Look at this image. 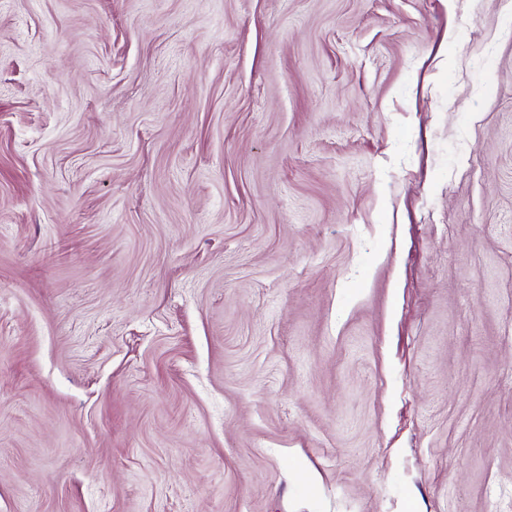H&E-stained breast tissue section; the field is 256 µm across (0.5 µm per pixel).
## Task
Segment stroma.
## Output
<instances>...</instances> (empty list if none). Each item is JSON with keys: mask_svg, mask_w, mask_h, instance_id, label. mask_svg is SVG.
Masks as SVG:
<instances>
[{"mask_svg": "<svg viewBox=\"0 0 512 512\" xmlns=\"http://www.w3.org/2000/svg\"><path fill=\"white\" fill-rule=\"evenodd\" d=\"M0 512H512V0H0Z\"/></svg>", "mask_w": 512, "mask_h": 512, "instance_id": "1", "label": "stroma"}]
</instances>
